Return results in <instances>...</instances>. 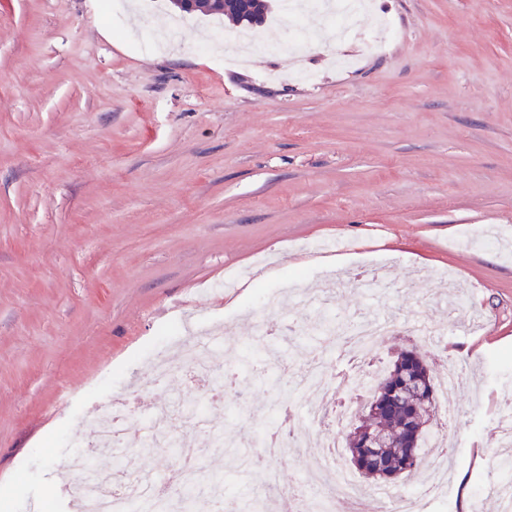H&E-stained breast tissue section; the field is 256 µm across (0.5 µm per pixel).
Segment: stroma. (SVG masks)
<instances>
[{
  "label": "stroma",
  "instance_id": "stroma-1",
  "mask_svg": "<svg viewBox=\"0 0 512 512\" xmlns=\"http://www.w3.org/2000/svg\"><path fill=\"white\" fill-rule=\"evenodd\" d=\"M382 16L396 35L367 51ZM355 30L349 68L326 25L304 57L232 66V28L170 0H0V512H74L66 464L96 406L136 393L138 427L185 392L140 384L192 328L221 331L215 365L238 362L266 293L268 320L301 330L281 360L321 353L331 382L320 312L441 329L430 371L452 356L465 382L448 490L426 512H500L484 481L512 456L496 429L512 390V0H370ZM249 378L247 404L204 405L225 439L317 400L275 369ZM204 463L224 512L260 493L223 451Z\"/></svg>",
  "mask_w": 512,
  "mask_h": 512
}]
</instances>
